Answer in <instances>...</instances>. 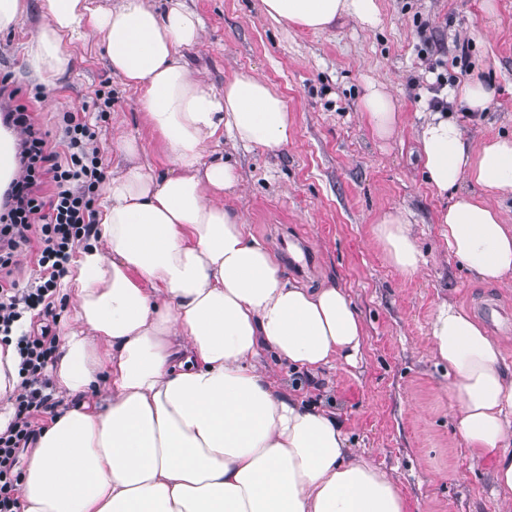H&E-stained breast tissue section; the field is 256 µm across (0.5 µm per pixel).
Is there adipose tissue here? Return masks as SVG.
Segmentation results:
<instances>
[{"mask_svg":"<svg viewBox=\"0 0 512 512\" xmlns=\"http://www.w3.org/2000/svg\"><path fill=\"white\" fill-rule=\"evenodd\" d=\"M46 22L28 62L59 75L66 42L97 34L113 74L137 90L172 167L158 175L124 138L122 168L103 185L96 233L66 283L77 328L51 373L79 398L39 437L22 483L21 512H405L394 478L348 450L332 413L282 391L261 354L309 372L356 361L365 335L336 284L285 280L224 198L236 168L204 161L223 134L276 152L291 118L282 95L249 72L215 92L181 59L203 31L184 0H42ZM276 23L324 31L341 17L373 27L376 0H261ZM361 107L378 138L398 114L368 84ZM431 189L451 193L437 222L453 254L482 281L512 277V224L492 205L512 190V139L472 145L444 112L418 132ZM374 234L401 274L419 270L405 212L379 216ZM434 357L454 375L453 417L474 456L492 463L501 512H512V365L499 341L451 302L433 313ZM103 390L95 402L86 393Z\"/></svg>","mask_w":512,"mask_h":512,"instance_id":"adipose-tissue-1","label":"adipose tissue"}]
</instances>
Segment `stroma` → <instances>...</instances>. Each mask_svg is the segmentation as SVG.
I'll use <instances>...</instances> for the list:
<instances>
[{"label":"stroma","instance_id":"obj_1","mask_svg":"<svg viewBox=\"0 0 512 512\" xmlns=\"http://www.w3.org/2000/svg\"><path fill=\"white\" fill-rule=\"evenodd\" d=\"M187 4L205 27L201 42L183 52L190 68L218 92L236 72H252L283 95L292 119L289 142L276 153L227 136L207 144L205 158H224L240 174L227 203L284 278L344 288L366 330L356 364L313 374L269 356L267 367L289 393L337 414L350 450L394 474L406 512H499L489 465L475 461L456 430L453 376L434 358L427 332L442 302L475 316L492 306L498 314L487 332L504 341L512 363V284L481 282L449 249L436 222L448 199L425 182L417 136L430 97L426 55L452 65L464 51L469 68L452 65L454 85L481 81L496 96L477 113L455 104L453 119L474 144L512 137V0H378L377 26L344 19L322 32L273 22L261 0ZM45 20L31 0L22 22L0 33V76L10 75L22 94L42 91L30 102L34 121L55 137L62 112L111 88L98 142L109 168L123 163L117 139L133 137L144 147L141 162L166 173L137 91L104 65L96 42L70 43L71 66L53 82L33 72L27 57ZM371 81L400 114L385 139L361 115ZM394 209L408 214L421 254L412 276L393 268L372 236L377 217ZM309 255L313 267L300 269Z\"/></svg>","mask_w":512,"mask_h":512}]
</instances>
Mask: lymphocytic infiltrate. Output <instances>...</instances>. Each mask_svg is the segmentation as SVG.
<instances>
[{
  "label": "lymphocytic infiltrate",
  "instance_id": "obj_1",
  "mask_svg": "<svg viewBox=\"0 0 512 512\" xmlns=\"http://www.w3.org/2000/svg\"><path fill=\"white\" fill-rule=\"evenodd\" d=\"M92 107L109 112L111 91L95 90L92 101L66 112L53 142L27 105H16L12 114L20 158L19 174L0 201V345L13 346L19 364L13 416L0 430V512H20L18 456L55 407L46 373L57 351L49 318L78 248L96 235L95 200L106 160L97 145L102 128L86 118ZM23 254L31 256L36 277L22 287L12 272Z\"/></svg>",
  "mask_w": 512,
  "mask_h": 512
}]
</instances>
